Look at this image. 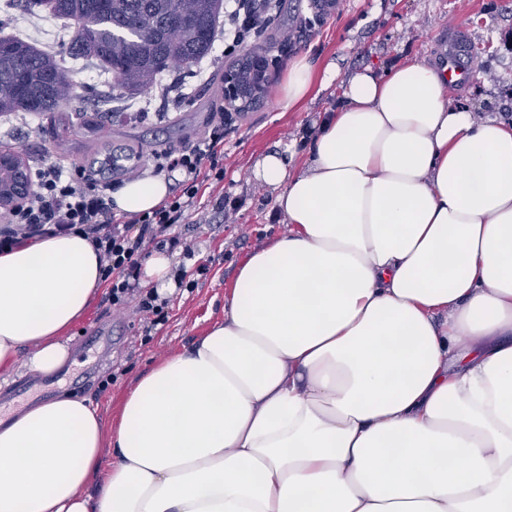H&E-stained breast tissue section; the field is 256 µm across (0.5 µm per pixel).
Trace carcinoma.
I'll return each instance as SVG.
<instances>
[{
	"label": "carcinoma",
	"instance_id": "obj_1",
	"mask_svg": "<svg viewBox=\"0 0 512 512\" xmlns=\"http://www.w3.org/2000/svg\"><path fill=\"white\" fill-rule=\"evenodd\" d=\"M77 30L66 53L91 58L129 92L150 88L172 67L207 54L223 0H36ZM82 86L56 57L0 37V114L58 112Z\"/></svg>",
	"mask_w": 512,
	"mask_h": 512
}]
</instances>
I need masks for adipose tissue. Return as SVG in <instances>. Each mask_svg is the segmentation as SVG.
<instances>
[{
    "label": "adipose tissue",
    "mask_w": 512,
    "mask_h": 512,
    "mask_svg": "<svg viewBox=\"0 0 512 512\" xmlns=\"http://www.w3.org/2000/svg\"><path fill=\"white\" fill-rule=\"evenodd\" d=\"M336 81L304 162L254 164L286 232L118 425L70 395L0 418V512H512V123L418 59L340 81L301 58L280 105ZM169 194L147 177L112 200ZM102 286L79 234L0 252V383L25 349L63 368Z\"/></svg>",
    "instance_id": "1"
}]
</instances>
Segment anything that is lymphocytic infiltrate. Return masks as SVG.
<instances>
[{
  "label": "lymphocytic infiltrate",
  "mask_w": 512,
  "mask_h": 512,
  "mask_svg": "<svg viewBox=\"0 0 512 512\" xmlns=\"http://www.w3.org/2000/svg\"><path fill=\"white\" fill-rule=\"evenodd\" d=\"M273 0H249L228 13L224 53L248 47L260 30ZM176 178L179 191L153 211L125 219L113 211L112 193L123 181L139 177ZM224 180V114L212 113L207 130L180 150L138 151L131 154L121 177L102 180L83 165L44 162L31 171V191L7 213L0 214V251L29 241L80 234L95 247L107 299L115 312L129 307L128 297L139 287L141 260L154 249L193 259L195 244L176 233L187 218L207 223L210 210H224L227 201L216 196L205 203V187Z\"/></svg>",
  "instance_id": "1"
}]
</instances>
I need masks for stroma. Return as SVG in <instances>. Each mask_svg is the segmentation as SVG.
I'll return each instance as SVG.
<instances>
[{
    "label": "stroma",
    "mask_w": 512,
    "mask_h": 512,
    "mask_svg": "<svg viewBox=\"0 0 512 512\" xmlns=\"http://www.w3.org/2000/svg\"><path fill=\"white\" fill-rule=\"evenodd\" d=\"M3 13L10 28L24 27L25 41L40 48H62L76 33L71 21L43 8L27 9L22 0H0ZM453 27L490 51L471 60L468 81L450 90V98L511 122L512 0H336L330 10L320 9L316 0H278L252 47L269 61L263 100L226 121L224 181L208 188L236 204V218L227 223L216 213L207 224L189 218L178 225L179 233L197 243L198 266L189 271L183 288L172 290L166 321L148 343H140L135 319L113 312L106 297L98 296L68 329L72 362L48 378L49 392H34V385L46 378L23 367L9 385L0 386V402L16 413L43 396L72 394L96 407L105 424L115 423L123 396L137 377L203 335L223 315L239 263L286 230L273 193L252 177L251 169L272 150L284 153L290 165H300L313 145L315 119L340 102V90L333 85L313 102L282 110L279 99L293 60L306 57L319 71L333 62L344 77L367 65L388 69L406 57L440 66ZM236 61V56L225 55L219 33L201 60L165 71L163 83L186 97L177 107L162 102L152 89L115 90L111 74L95 60L63 56V66L89 88V95L60 112L0 116V147L19 152L30 166L61 155L86 165L107 149L123 155L141 148L189 147L205 130L211 112L223 104L224 73Z\"/></svg>",
    "instance_id": "obj_1"
}]
</instances>
